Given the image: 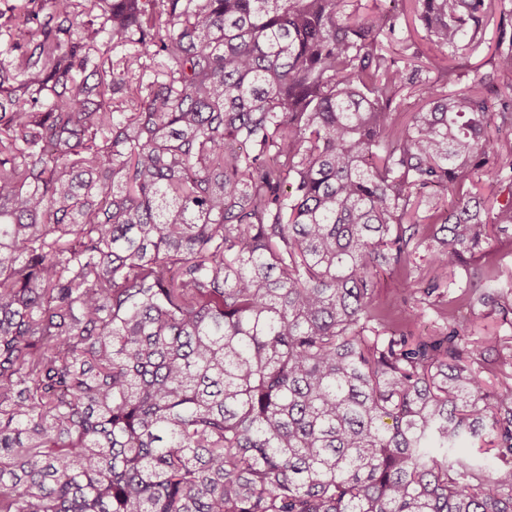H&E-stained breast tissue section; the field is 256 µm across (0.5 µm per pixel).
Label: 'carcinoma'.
<instances>
[{"label": "carcinoma", "mask_w": 512, "mask_h": 512, "mask_svg": "<svg viewBox=\"0 0 512 512\" xmlns=\"http://www.w3.org/2000/svg\"><path fill=\"white\" fill-rule=\"evenodd\" d=\"M412 2L0 0V512H512V342L376 314L512 305V7ZM497 41V33L495 27L491 24L487 29L485 36V43H483L475 52L470 55L463 56L458 60L460 66H462L465 76L461 83H449L447 90H457L459 88L472 87L479 90L481 88L480 79L482 75L487 72L490 67L485 65L481 67V64L487 60L493 51ZM488 46L491 48L489 49ZM512 225H509L505 233H496L487 246L488 252L493 257L494 270L499 279L512 285ZM404 275L402 272L382 277V288H380L378 301L385 312L393 317L397 315L398 308L404 305L407 307H422L427 310L428 315L425 322L421 325L406 326L404 327L406 331H411L417 336L437 329L448 320H464L469 321L470 336H474V338L482 337L485 339L491 336L512 338V311L504 317L503 313H491L490 308L478 303L471 307L462 305L463 303L457 300L460 294L458 288L441 287L436 293L443 295L441 299L436 300L433 296L428 301L422 300L421 303L417 301L420 298L419 295L409 297L401 293L399 280ZM404 297L406 303H403ZM435 300L436 302H434Z\"/></svg>", "instance_id": "cac0c4a2"}]
</instances>
